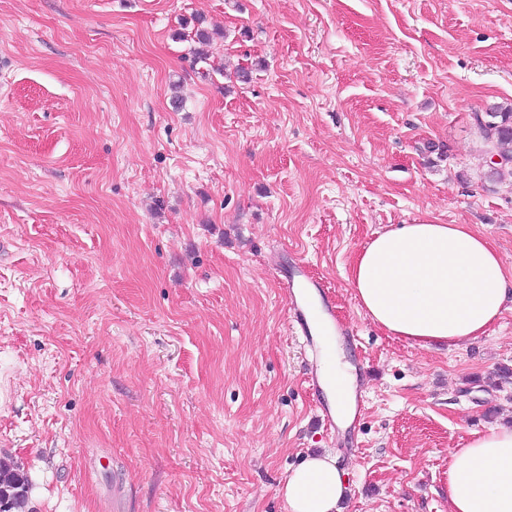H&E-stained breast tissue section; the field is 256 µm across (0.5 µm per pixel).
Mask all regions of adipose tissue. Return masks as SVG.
<instances>
[{"mask_svg":"<svg viewBox=\"0 0 512 512\" xmlns=\"http://www.w3.org/2000/svg\"><path fill=\"white\" fill-rule=\"evenodd\" d=\"M350 283L372 322L422 348L483 336L512 291L493 246L465 224H402L378 234ZM348 491L330 454L306 455L281 487L289 512H343ZM448 512H512V426L471 433L451 451Z\"/></svg>","mask_w":512,"mask_h":512,"instance_id":"adipose-tissue-1","label":"adipose tissue"}]
</instances>
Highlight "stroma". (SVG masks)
I'll return each mask as SVG.
<instances>
[{"mask_svg":"<svg viewBox=\"0 0 512 512\" xmlns=\"http://www.w3.org/2000/svg\"><path fill=\"white\" fill-rule=\"evenodd\" d=\"M496 103L512 0H0V459L23 512H289L285 475L323 449L344 512H448L450 451L512 424V296L423 349L348 277L376 233L433 223L512 278V181L473 120ZM291 259L361 350L355 446L309 393ZM29 481L20 469L0 460V504L8 498L9 506L0 512H19L25 503Z\"/></svg>","mask_w":512,"mask_h":512,"instance_id":"1","label":"stroma"}]
</instances>
